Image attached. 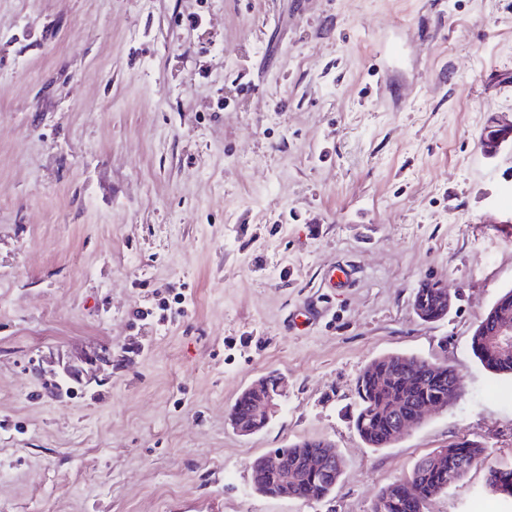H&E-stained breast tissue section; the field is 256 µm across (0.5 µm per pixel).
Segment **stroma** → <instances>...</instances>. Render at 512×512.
<instances>
[{
	"label": "stroma",
	"instance_id": "35a3bbf8",
	"mask_svg": "<svg viewBox=\"0 0 512 512\" xmlns=\"http://www.w3.org/2000/svg\"><path fill=\"white\" fill-rule=\"evenodd\" d=\"M510 120L512 0H0V512H374L460 440L512 466V377L470 348L512 289ZM390 353L463 395L375 450L355 386ZM302 440L335 492H255ZM426 512L500 504L477 467ZM493 133L483 138V148L487 155L494 156L502 145L512 143V121L493 126ZM244 391L250 395L242 393L243 398L236 400L233 409H237L239 419H249L255 406L254 416L249 421H239L231 410L230 422L238 434L249 436L267 427L280 412L285 396L284 379L278 375H269Z\"/></svg>",
	"mask_w": 512,
	"mask_h": 512
}]
</instances>
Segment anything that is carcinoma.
Returning a JSON list of instances; mask_svg holds the SVG:
<instances>
[{"instance_id":"cac0c4a2","label":"carcinoma","mask_w":512,"mask_h":512,"mask_svg":"<svg viewBox=\"0 0 512 512\" xmlns=\"http://www.w3.org/2000/svg\"><path fill=\"white\" fill-rule=\"evenodd\" d=\"M471 349L488 370L496 374L512 375V362L502 363L493 357L487 347V336L479 326L473 333ZM398 359L399 356L394 354L379 357L367 365L357 379L358 402L353 425L359 437L370 448L386 447L394 425L387 411L392 391L382 390L372 381L374 375L383 370L392 376L395 389L406 395L403 406L406 415L424 396L448 394V387L453 383L445 363H438V368L432 370L428 367V360L417 356L415 360L420 362V375L411 380L402 376ZM279 452L282 454L283 466L288 468V477L294 480L298 499L322 500L335 491L339 475L331 476L326 471L314 472L306 467L308 458L326 452L321 442H295L279 449ZM442 458L443 461L435 464H428L421 459L416 462L408 477L385 486L378 496L375 512H423L427 495L445 491L444 473L462 467L470 470L482 465L486 459V448L463 440L446 448Z\"/></svg>"}]
</instances>
